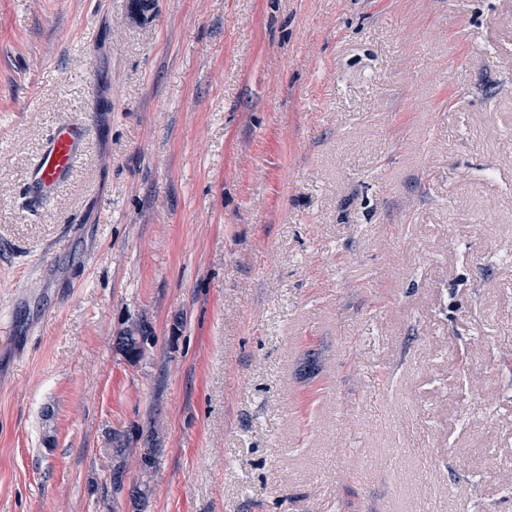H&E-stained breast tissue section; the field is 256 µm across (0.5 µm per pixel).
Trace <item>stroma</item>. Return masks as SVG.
Masks as SVG:
<instances>
[{
    "label": "stroma",
    "instance_id": "obj_1",
    "mask_svg": "<svg viewBox=\"0 0 512 512\" xmlns=\"http://www.w3.org/2000/svg\"><path fill=\"white\" fill-rule=\"evenodd\" d=\"M149 3L0 0V512H512V0ZM85 128L61 123L49 133L28 174V186L40 201L54 199L72 176L85 142ZM150 335L151 330L148 326L145 324H135L116 337L115 348L125 357V353H130L139 339L152 337Z\"/></svg>",
    "mask_w": 512,
    "mask_h": 512
}]
</instances>
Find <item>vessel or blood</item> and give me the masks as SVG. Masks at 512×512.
Segmentation results:
<instances>
[{
    "label": "vessel or blood",
    "mask_w": 512,
    "mask_h": 512,
    "mask_svg": "<svg viewBox=\"0 0 512 512\" xmlns=\"http://www.w3.org/2000/svg\"><path fill=\"white\" fill-rule=\"evenodd\" d=\"M85 136L84 127L78 124L62 123L52 129L28 174L29 190L36 200L57 196L75 170Z\"/></svg>",
    "instance_id": "1"
}]
</instances>
